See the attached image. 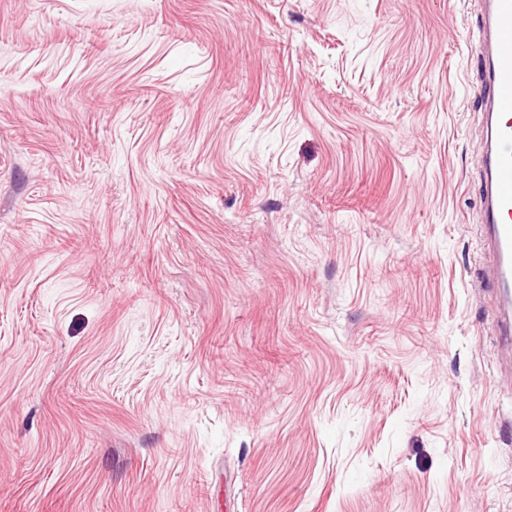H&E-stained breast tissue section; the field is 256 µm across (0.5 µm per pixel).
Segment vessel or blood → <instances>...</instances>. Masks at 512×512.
<instances>
[{
  "mask_svg": "<svg viewBox=\"0 0 512 512\" xmlns=\"http://www.w3.org/2000/svg\"><path fill=\"white\" fill-rule=\"evenodd\" d=\"M481 96L486 110L483 221L476 230L492 254L482 275L497 311L492 328L512 370V0H482Z\"/></svg>",
  "mask_w": 512,
  "mask_h": 512,
  "instance_id": "1",
  "label": "vessel or blood"
}]
</instances>
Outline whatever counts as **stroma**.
<instances>
[{"label": "stroma", "mask_w": 512, "mask_h": 512, "mask_svg": "<svg viewBox=\"0 0 512 512\" xmlns=\"http://www.w3.org/2000/svg\"><path fill=\"white\" fill-rule=\"evenodd\" d=\"M473 0H0V512H512Z\"/></svg>", "instance_id": "35a3bbf8"}]
</instances>
